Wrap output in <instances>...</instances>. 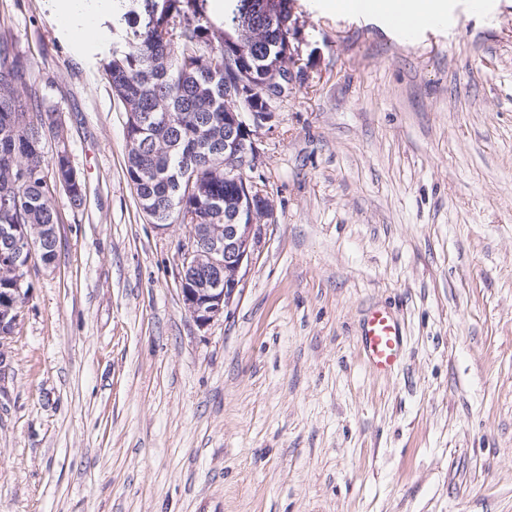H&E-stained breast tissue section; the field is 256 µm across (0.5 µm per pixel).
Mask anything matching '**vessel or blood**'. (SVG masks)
Instances as JSON below:
<instances>
[{
    "label": "vessel or blood",
    "instance_id": "obj_1",
    "mask_svg": "<svg viewBox=\"0 0 512 512\" xmlns=\"http://www.w3.org/2000/svg\"><path fill=\"white\" fill-rule=\"evenodd\" d=\"M362 349L374 373L395 371L402 357L403 334L398 319L383 308L371 309L361 330Z\"/></svg>",
    "mask_w": 512,
    "mask_h": 512
}]
</instances>
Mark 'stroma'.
Listing matches in <instances>:
<instances>
[{
    "label": "stroma",
    "mask_w": 512,
    "mask_h": 512,
    "mask_svg": "<svg viewBox=\"0 0 512 512\" xmlns=\"http://www.w3.org/2000/svg\"><path fill=\"white\" fill-rule=\"evenodd\" d=\"M295 0L305 83L262 138L273 208L198 326L125 171L102 68L56 0H0L86 198L58 195L0 382V512H512V0L406 36ZM395 313L403 365L360 325ZM362 349L376 374L392 373L402 357L403 334L398 319L385 308L371 309L361 330Z\"/></svg>",
    "instance_id": "obj_1"
}]
</instances>
